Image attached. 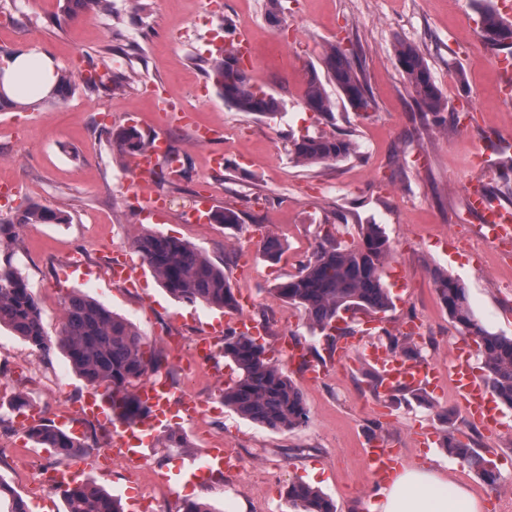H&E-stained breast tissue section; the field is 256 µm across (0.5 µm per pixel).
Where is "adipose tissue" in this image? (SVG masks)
<instances>
[{
  "instance_id": "1",
  "label": "adipose tissue",
  "mask_w": 512,
  "mask_h": 512,
  "mask_svg": "<svg viewBox=\"0 0 512 512\" xmlns=\"http://www.w3.org/2000/svg\"><path fill=\"white\" fill-rule=\"evenodd\" d=\"M54 66L46 53L22 52L0 71V83L9 96L31 99L32 87L48 91ZM478 498L464 485L427 467L406 468L384 486L377 487L370 512H481Z\"/></svg>"
}]
</instances>
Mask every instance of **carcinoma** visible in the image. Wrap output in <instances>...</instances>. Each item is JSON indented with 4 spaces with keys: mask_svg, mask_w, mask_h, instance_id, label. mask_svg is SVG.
Instances as JSON below:
<instances>
[{
    "mask_svg": "<svg viewBox=\"0 0 512 512\" xmlns=\"http://www.w3.org/2000/svg\"><path fill=\"white\" fill-rule=\"evenodd\" d=\"M107 2L66 0L63 14L71 18L95 6L104 9ZM475 2L479 5L480 31L512 29V22L503 19L489 0ZM353 57L354 51L349 48L339 44L329 47L322 59L325 74H319L314 66L307 71L304 107L334 120L336 102L327 92L329 81L336 85L340 97L350 107L367 111L373 108L362 70ZM395 57L426 123L448 129L446 106L424 56L414 46L399 42L395 45ZM241 62L230 45L207 61L206 74L224 103L240 112L270 119L281 114L286 109L284 100L252 83ZM71 89L69 76L58 70L52 92L42 102L64 99ZM288 142L292 160L302 165L336 162L355 153L352 140L334 134H291ZM112 145L119 153L132 156L147 145V137L134 126H123L112 131ZM67 222L69 218L62 213L33 203L8 219L0 218V245L15 241L19 230L31 224ZM260 247L274 260L281 243L263 232ZM135 248L143 263L174 298L226 312L237 310V299L224 270L191 244L147 230L136 238ZM389 255V241L381 226L362 224L357 246L343 247L333 237L319 242L299 272L275 285L274 292L301 308L310 325L324 334L333 350L338 339L354 334L351 326L336 325L343 314L359 311L379 314L391 307L383 283V265ZM435 284L448 317L478 345L489 387L501 404L512 408V337L492 334L475 320L465 288L457 279L438 273ZM0 325L8 326L40 351L48 352L55 346L62 348L72 369L91 390L102 387L112 395V407L120 411L121 419L133 421L145 415L135 391L144 379L161 373L165 359L130 321L102 303L85 295L68 297L63 305L62 327L57 335H49L37 300L5 253L0 259ZM389 349L419 359L418 351L410 346V338L406 336L389 337ZM224 357L238 370L237 380L224 388V405L244 418L278 431H291L307 423L309 415L303 393L281 367L266 357L264 345L235 330H226ZM29 436L40 445L56 449L61 456L85 447L50 419L30 428ZM446 447L449 455L466 463L484 483L496 486L499 479L496 468L471 444L449 435ZM60 494L65 512H122L120 502L95 483L77 482ZM288 502L298 512H336L332 500L301 480L289 484Z\"/></svg>",
    "mask_w": 512,
    "mask_h": 512,
    "instance_id": "carcinoma-1",
    "label": "carcinoma"
}]
</instances>
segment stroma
<instances>
[{"instance_id":"obj_1","label":"stroma","mask_w":512,"mask_h":512,"mask_svg":"<svg viewBox=\"0 0 512 512\" xmlns=\"http://www.w3.org/2000/svg\"><path fill=\"white\" fill-rule=\"evenodd\" d=\"M141 4L136 11L132 0H109L108 10L64 21V0H0V66L36 49L73 83L60 104L0 111V184L13 188L0 217L34 202L67 215L65 224L28 226L9 247L47 330H59L63 303L75 293L127 318L165 355L174 390H190L216 407L171 422L185 434L190 453L220 442L250 463L228 474L210 472L204 483L186 474L166 481L161 474L176 459L159 445L145 468L115 462L102 470L97 460L111 447L112 432L96 423L90 449L79 460L83 467L75 469L77 460L36 447L19 430L16 400L27 397L53 420L62 407L77 406L88 385L62 350H36L0 326V436L15 444L13 452L0 454V481L28 512H65L51 478L70 469L76 481L96 483L124 505L136 502L141 489H153L152 512H179L188 499L210 503L216 512L230 504L236 512H294L288 485L312 473L336 512H367L377 481L363 450L376 437L399 449L402 466H427L467 486L482 512H512V408L502 407L499 425L489 430L472 423L445 390L424 402L387 397L374 391L366 360L369 346H387L388 334L416 321L412 342L447 368L462 333L438 302L437 271L465 288L479 324L512 337V258L484 239L479 216L464 204L466 183L480 175L491 196L512 208V180L498 164V143L512 131V101L496 93V52L480 36L473 0H282L286 22L279 27L266 19L268 0ZM228 22L250 33L254 55L244 65L252 82L287 102L275 119L225 105L206 76L208 59L226 42ZM399 41L424 54L449 115L472 101L465 127L427 129L395 58ZM347 42L358 50L375 100L368 112L336 105L335 131L354 141L357 152L335 163L296 164L288 154L289 134L327 128L323 117L303 106L305 69L320 65L329 45ZM163 97L186 105L192 124L164 123L156 108ZM119 126L162 135L182 156L181 175L151 183V193L169 201L157 220L144 219L145 204L132 189L131 158L112 146L111 132ZM199 126L219 130V138L196 145ZM214 153L223 154V169L211 167ZM200 198L213 209L237 211L241 229L211 220L182 223L181 211ZM367 223L382 226L391 249L387 264L399 268L405 286L393 291L394 309L376 314L372 328L354 322L359 346L343 362L328 363L316 381L297 362H285L309 412L308 423L290 432L269 430L224 406L221 393L237 377L230 360L219 355L191 367L178 355L177 342L203 335L222 310L173 298L150 273L142 288L128 290L105 269L117 255L140 263L134 241L146 229L189 242L223 268L236 297L246 302L245 314L266 326L260 341L270 358L296 344L320 353L324 335L273 287L297 273L325 234L351 247ZM257 224L279 238L278 260L260 251ZM452 235L459 247L446 246ZM472 243L487 255V265L473 262ZM450 432L493 461L497 487L448 455L443 440Z\"/></svg>"}]
</instances>
